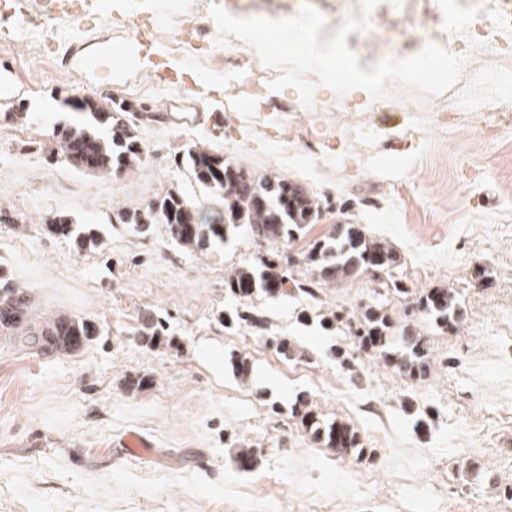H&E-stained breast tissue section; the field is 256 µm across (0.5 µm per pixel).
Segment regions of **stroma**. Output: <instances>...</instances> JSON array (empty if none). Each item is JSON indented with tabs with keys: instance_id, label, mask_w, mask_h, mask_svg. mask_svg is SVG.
<instances>
[{
	"instance_id": "obj_1",
	"label": "stroma",
	"mask_w": 512,
	"mask_h": 512,
	"mask_svg": "<svg viewBox=\"0 0 512 512\" xmlns=\"http://www.w3.org/2000/svg\"><path fill=\"white\" fill-rule=\"evenodd\" d=\"M3 21L0 88L30 118L0 108V268L26 288L39 315L67 312L97 334L75 354L32 353L0 331V512H512V28L480 36L474 15L496 0H379L368 28L347 46L362 69L421 53L398 35L426 27L428 39L461 56L457 84L436 95L388 81L387 97L338 95L317 86L312 107L296 88L270 90L279 69L249 43L216 46L212 4L239 18L289 19L304 6L326 20L328 39L359 0H100L81 26L53 13L51 0H24ZM144 45L183 62L184 80L127 64L98 74L99 53ZM135 104L133 120L149 156L119 176L73 168L49 153L70 103L104 96ZM191 144L303 186L322 218L289 246L307 250L333 224H359L400 257L393 274L421 294L455 291L456 328L423 323L404 299L387 308L419 325L430 353L428 377L411 380L346 332L297 320L293 298L253 302L271 333L295 341L308 359H284L264 339L219 322L232 305L224 276L256 246L240 227L205 254L172 245L163 229L143 235L113 223L118 206L144 205L170 186L202 191L176 158ZM64 212L97 225L102 246L77 249L44 233L43 217ZM368 276L324 289L323 310L367 302ZM165 318L176 343L147 349L141 315ZM237 352L249 382L221 359ZM356 357L341 368L332 351ZM153 385L127 392L125 379ZM313 407L357 429L363 456L313 445L292 405ZM429 426L419 432L416 416ZM150 441L143 455L120 442ZM257 464L239 467L241 445Z\"/></svg>"
}]
</instances>
